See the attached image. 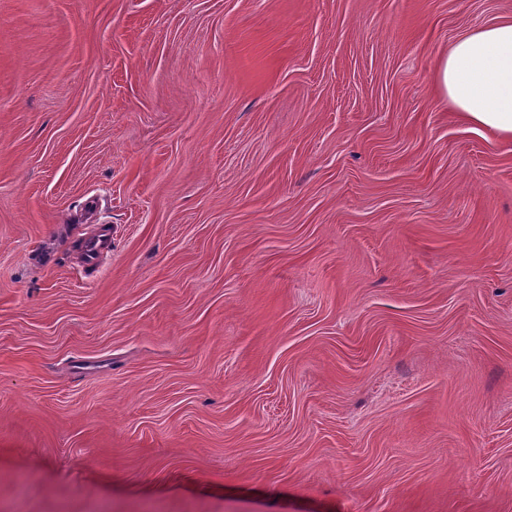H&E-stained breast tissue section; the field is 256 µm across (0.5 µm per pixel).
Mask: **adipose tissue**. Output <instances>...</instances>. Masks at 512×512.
I'll return each mask as SVG.
<instances>
[{"label": "adipose tissue", "instance_id": "obj_1", "mask_svg": "<svg viewBox=\"0 0 512 512\" xmlns=\"http://www.w3.org/2000/svg\"><path fill=\"white\" fill-rule=\"evenodd\" d=\"M434 83L474 129L512 137V20L459 36L437 60Z\"/></svg>", "mask_w": 512, "mask_h": 512}]
</instances>
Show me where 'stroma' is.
I'll return each instance as SVG.
<instances>
[{
	"label": "stroma",
	"mask_w": 512,
	"mask_h": 512,
	"mask_svg": "<svg viewBox=\"0 0 512 512\" xmlns=\"http://www.w3.org/2000/svg\"><path fill=\"white\" fill-rule=\"evenodd\" d=\"M505 18L0 0V512H512ZM434 83L474 129L512 137V20L459 36L437 60Z\"/></svg>",
	"instance_id": "1"
}]
</instances>
